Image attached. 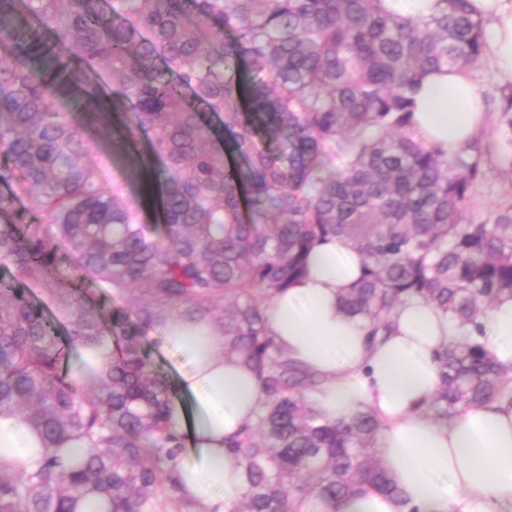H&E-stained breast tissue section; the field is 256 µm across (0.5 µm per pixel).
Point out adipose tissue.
I'll list each match as a JSON object with an SVG mask.
<instances>
[{
	"label": "adipose tissue",
	"mask_w": 512,
	"mask_h": 512,
	"mask_svg": "<svg viewBox=\"0 0 512 512\" xmlns=\"http://www.w3.org/2000/svg\"><path fill=\"white\" fill-rule=\"evenodd\" d=\"M489 19V52L512 79V0H471ZM414 114L431 142L455 153L485 128L478 89L461 72L426 77ZM361 255L345 241L316 245L308 274L271 301L266 319L278 349L320 377L313 402L330 421L370 409L381 422L377 448L399 497L369 493L337 502L336 512H512V405L496 401L448 420L430 403L439 385L437 351L456 336L447 315L413 301L398 307L389 332L369 340L361 321L341 312V298L360 278ZM486 347L512 366V299L498 301L483 321ZM163 343H177L190 360L177 381L194 399L195 423L181 404L171 420L186 434L178 468L184 495L198 512H234L245 491L242 469L227 447L254 421L260 404L255 374L209 326H170ZM41 440L16 415L0 416V467L36 468Z\"/></svg>",
	"instance_id": "ef3b65f1"
}]
</instances>
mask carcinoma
Masks as SVG:
<instances>
[{"label":"carcinoma","mask_w":512,"mask_h":512,"mask_svg":"<svg viewBox=\"0 0 512 512\" xmlns=\"http://www.w3.org/2000/svg\"><path fill=\"white\" fill-rule=\"evenodd\" d=\"M485 53L469 0L428 14L391 0H0V183L28 190L0 223V413L23 417L44 454L32 472L0 469V512L196 508L175 470L174 387L143 343L183 322L213 324L259 379V413L228 444L246 483L236 512L398 495L374 414L322 420L305 400L319 380L276 348L264 310L330 238L363 257L342 312L372 337L412 300L465 331L512 298V205L466 217L484 149L450 157L413 120L426 76ZM103 69L117 93L96 81ZM498 109L509 146L511 83ZM74 111L112 118V152L158 162L160 223L88 157ZM67 260L89 281L52 277ZM32 288L49 310L26 300ZM114 292L125 305L105 313L93 295ZM107 336L110 365L87 381L71 350ZM436 362L438 418L512 404V367L472 337ZM69 444L83 455L64 457Z\"/></svg>","instance_id":"1"}]
</instances>
